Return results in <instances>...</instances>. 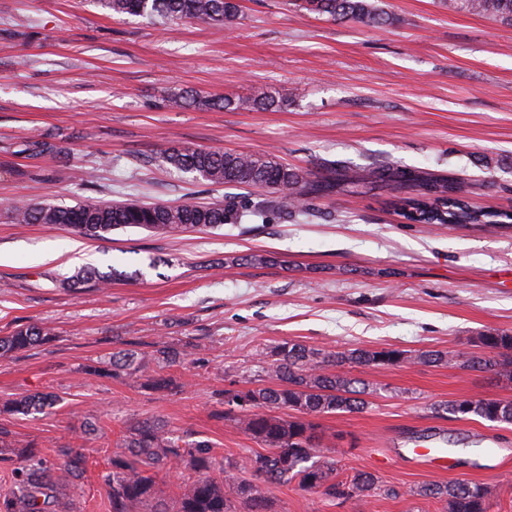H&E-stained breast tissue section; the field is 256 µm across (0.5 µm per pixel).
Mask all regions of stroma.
<instances>
[{"mask_svg": "<svg viewBox=\"0 0 512 512\" xmlns=\"http://www.w3.org/2000/svg\"><path fill=\"white\" fill-rule=\"evenodd\" d=\"M230 27L164 25L96 0H0V162L32 179L0 180V336L30 323L45 343L0 359V405L36 392L52 409L1 411L14 447L91 459L71 480L77 512H108L104 459L128 427L159 419L187 440L241 459L263 447L221 416L222 393L252 381L262 350L288 340L481 353L512 333V224H412L389 189L365 182L394 165L448 177L476 210L512 211V26L444 0H378V29L318 19L288 0H237ZM186 89L227 109L171 108ZM287 96L253 110L256 90ZM45 138L53 153L18 155ZM161 144L266 153L293 167H352L361 182L294 219L277 211L176 235L117 229L87 240L58 224H14L9 203L209 202L225 189L153 161ZM271 256L250 265L245 255ZM86 266L120 277L105 290L66 284ZM194 347L170 367L178 393L113 378L112 355L141 342ZM368 406L317 417L339 479L376 474L397 497L338 503L297 483L266 485L271 512H446L429 483L492 486L487 512H512V426L431 413L470 397L512 400V379L451 365L368 370ZM446 451L445 466L421 457Z\"/></svg>", "mask_w": 512, "mask_h": 512, "instance_id": "1", "label": "stroma"}]
</instances>
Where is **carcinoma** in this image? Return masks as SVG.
<instances>
[{
  "label": "carcinoma",
  "mask_w": 512,
  "mask_h": 512,
  "mask_svg": "<svg viewBox=\"0 0 512 512\" xmlns=\"http://www.w3.org/2000/svg\"><path fill=\"white\" fill-rule=\"evenodd\" d=\"M116 13L139 16L151 21L178 23L201 21L226 27L240 17L236 0H97ZM299 10L329 20H357L379 27L389 20L387 13L371 0H290ZM452 10L489 16L512 25V0H447ZM192 105L228 108L226 98H207L189 89L171 97L169 106ZM288 105V97L265 92L253 99V107L276 110ZM53 149L40 137L29 138L18 153L37 159ZM155 159L175 170L193 175V180L226 188H262L268 197L244 203L232 195L221 200L196 204L163 202H78L60 206L42 200L23 201L8 209L15 224H61L90 240L125 227H139L156 233H174L186 229H207L240 221L243 209L262 213L272 208L285 216L303 212L312 200L330 197L357 182L352 171L334 164L321 171H304L279 163L269 154L217 151L189 147L162 146ZM371 184L397 193L391 201L396 213L417 224H506L512 214L470 209L456 195V187L441 178L401 174L398 179L383 171L371 173ZM120 276L114 271L102 274L84 269L70 280L80 289L104 286ZM50 335L39 324L20 326L0 336V358L38 346ZM486 354L470 355L461 351L354 348L345 352H326L296 342H282L260 354L259 363L269 384L224 391V419L243 428L268 452L259 453L241 463L226 456L217 460L213 447L204 441L189 442L169 425L145 419L133 423L122 443L109 459L111 471L104 485L111 512H134L136 505L154 501V512H269L261 484L298 483L333 500L362 501L367 497H396V489L382 484L370 472L360 471L350 480H336L335 460L329 455L312 418L325 414L359 412L366 408L368 384L349 376V368L390 369L407 364H453L462 369L495 370L512 376V334L490 329L479 336ZM190 352L164 342H156L149 352L124 349L112 355V375L139 378L152 391L173 392L180 388L163 369L188 359ZM54 403L48 393H34L17 399L7 409L25 415L45 412ZM294 415L283 418L277 410ZM433 413L450 418L478 417L497 424H512V400L467 398L435 403ZM9 451L20 459L16 468L18 482L8 492L0 491V512H73L67 495L68 478L86 470V456L77 448H62L65 457L61 476L48 464L41 449L29 444L14 448L8 433L0 430V453ZM182 466L195 474L180 493L169 496L156 481V472ZM246 470L251 478L243 479ZM234 489V496L225 487ZM493 489L484 483L456 481L429 484L415 494L447 502L448 512H486Z\"/></svg>",
  "instance_id": "cac0c4a2"
}]
</instances>
